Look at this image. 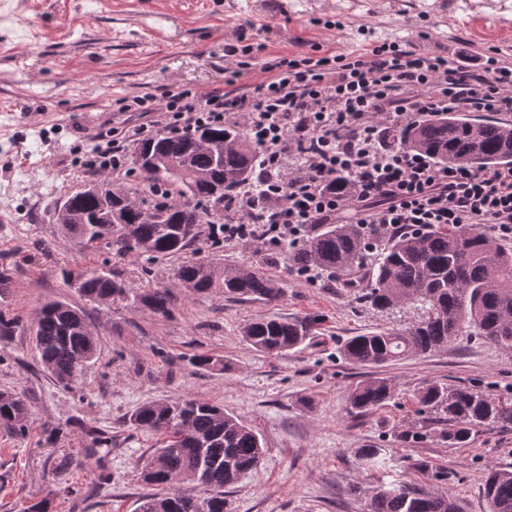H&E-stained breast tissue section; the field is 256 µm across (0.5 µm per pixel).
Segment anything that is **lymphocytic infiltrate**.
<instances>
[{"label": "lymphocytic infiltrate", "mask_w": 512, "mask_h": 512, "mask_svg": "<svg viewBox=\"0 0 512 512\" xmlns=\"http://www.w3.org/2000/svg\"><path fill=\"white\" fill-rule=\"evenodd\" d=\"M262 70L265 79L244 91L235 70L221 89L124 100L122 111L145 121L97 143L96 170L124 184L133 175L126 143L154 130L224 124L256 145L260 170L225 199L223 223L208 225L214 246L273 250L305 240L318 224H353L371 236L487 224L512 236V166H448L383 136L448 110L512 112L511 52L490 46L469 61L375 41L346 53L281 56ZM339 178L348 190L334 188Z\"/></svg>", "instance_id": "1"}]
</instances>
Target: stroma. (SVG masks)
<instances>
[{
    "instance_id": "35a3bbf8",
    "label": "stroma",
    "mask_w": 512,
    "mask_h": 512,
    "mask_svg": "<svg viewBox=\"0 0 512 512\" xmlns=\"http://www.w3.org/2000/svg\"><path fill=\"white\" fill-rule=\"evenodd\" d=\"M338 20L343 32L324 29ZM377 40L408 49L459 52L512 47V0H0V264H12L10 314L31 322L47 301L84 309L100 338L97 360L64 387L44 372L26 332L0 339V392L29 403L27 432L0 430V512H27L49 499L50 512H135L150 487L137 466L159 436L128 421L140 404L197 397L237 415L263 440L257 468L224 490L227 512H365L373 490L393 480L430 487L433 471L465 512H486L482 476L512 465V429L480 427L467 443L445 437L448 424L424 410L418 392L431 383L465 386L512 401V348L459 336L441 350L377 368L342 357L349 337L414 319L412 306L388 315L343 288L337 275L299 281L280 251L240 243L205 247L227 266L248 265L283 288L274 302H236L220 294L174 289L169 316L123 303L86 301L65 288L60 269H110L129 287L172 286L177 259L92 251L54 213L92 179L84 167L90 139L111 131L123 99L163 97L172 84L223 87L235 66L227 49L246 37L264 49L238 79L261 80L263 61L304 55L313 46L340 51ZM31 181H23V174ZM264 317L314 321L311 336L284 355L245 342L241 329ZM223 357L224 372L198 369V354ZM381 378L392 398L365 413L349 397ZM111 437L109 455L84 457L87 430ZM361 448L385 449V468L362 465ZM110 472L111 484L99 483ZM74 487L71 497L58 487Z\"/></svg>"
}]
</instances>
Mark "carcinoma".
I'll return each mask as SVG.
<instances>
[{"label": "carcinoma", "mask_w": 512, "mask_h": 512, "mask_svg": "<svg viewBox=\"0 0 512 512\" xmlns=\"http://www.w3.org/2000/svg\"><path fill=\"white\" fill-rule=\"evenodd\" d=\"M385 137L405 148L448 163L446 154L464 159L477 170L512 164V124L466 118L442 112ZM170 155L174 172L150 173L133 166V183L120 187L126 196L146 199L127 214L101 222L109 210L100 198L72 192L70 234L92 249L114 255L137 254L150 259L185 253L199 242L202 227L224 216V202L210 198L207 185L219 184L231 194L259 169L255 145L235 127H203L182 133H158L139 143L145 149ZM171 188L173 200L155 196L154 188ZM384 247L373 258L370 284L358 291L360 300L381 311L412 304L418 319L401 328L373 331L349 338L343 356L360 366L379 367L413 354L448 346L465 332L512 347V248L476 229H435L419 237L408 233L380 234ZM363 232L352 224H323L305 244L288 254L300 268L340 273L360 264ZM174 287L197 293H222L238 301L272 302L280 298L279 283L252 267H226L214 261L200 266L197 259L182 261L174 270ZM65 287L90 302L127 301L166 317L172 308L168 287L134 293L122 278L103 269H61ZM24 328L22 318L0 310V336ZM313 333V322L264 318L245 324L242 336L255 351L284 354L303 345ZM30 336L39 359L56 381L70 385L82 368L97 358L99 337L87 328L85 311L66 299L42 305L31 323ZM207 371L224 370V360L209 354L192 359ZM391 397L388 383L371 378L359 384L350 404L364 413ZM419 401L450 424L445 438L455 444L468 441L480 426L512 428V402L495 401L469 387L451 388L431 383L419 391ZM27 401L18 394L0 393V427L15 435L26 433ZM130 425L161 437L160 445L141 466L142 480L158 489L140 499L142 512H226L224 488L257 467L264 455L256 431L224 408L197 398L148 401L130 415ZM192 476L203 495L187 494L173 477ZM488 512H512V470L492 468L483 476ZM366 512H464L445 492L383 484L366 503Z\"/></svg>", "instance_id": "cac0c4a2"}]
</instances>
